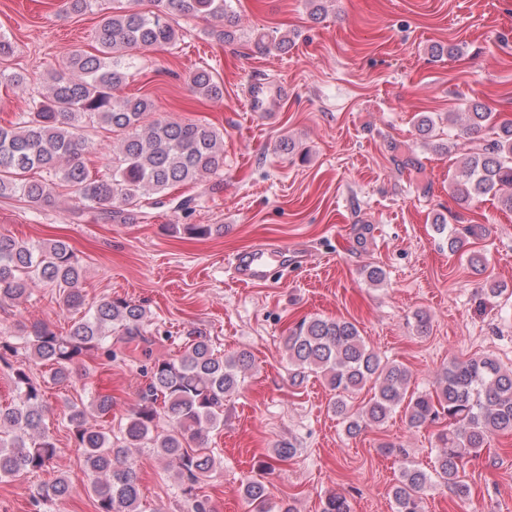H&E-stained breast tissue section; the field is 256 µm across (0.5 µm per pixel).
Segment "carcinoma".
I'll return each instance as SVG.
<instances>
[{
  "label": "carcinoma",
  "mask_w": 512,
  "mask_h": 512,
  "mask_svg": "<svg viewBox=\"0 0 512 512\" xmlns=\"http://www.w3.org/2000/svg\"><path fill=\"white\" fill-rule=\"evenodd\" d=\"M119 0H67L68 10L80 14L97 6L100 21L94 52L74 49L50 76L45 94L32 102L18 122L0 125V196H19L38 204L51 199L55 188L73 189L78 205L74 219L83 220V206H102L104 218L128 224L145 209L162 203L177 185L197 183L216 174L224 164V134L193 122L156 119L144 124L155 110L146 96L123 93L126 60L134 51L158 50L178 43L171 23L174 15H228L227 0H149L153 9L139 11L118 6ZM189 90L204 98L224 94L213 73L199 67L188 73ZM121 136L112 155V170L93 177L83 159L84 124ZM448 128L456 136L493 138L472 149L453 180L457 199L467 204L492 195L512 211V122L496 123V113L482 104L465 112L448 113ZM183 232L206 238L220 231L218 224H183ZM83 267L63 241L36 245L0 234V307L24 301L32 284L59 289L64 306H84ZM147 309L131 300L104 298L74 321L67 333L34 325L19 337L27 357L52 366L54 381L71 379L74 365L90 352H101L110 362L118 356L112 334L132 341L147 334ZM293 376L315 374L334 399L331 410L345 424L346 434L357 436L369 425H381L396 408L405 406L409 426L448 419L437 436L439 451L431 472L412 464L402 467L392 488L394 512H422L421 493L437 478L459 498L469 496L464 460L480 454L490 435L512 432V368L490 356L453 361L439 376L435 390L406 396L407 367L389 361L365 342L357 326L346 320L314 317L303 320L284 339ZM251 367L250 355L224 356L199 336L175 358L154 362L140 404L112 437L93 428L91 414L103 416L112 400L97 397L67 407L76 446L81 448L90 477L89 491L97 512H143L138 476L131 460L137 448H153L173 467L180 480L187 512H213L208 499L195 493L196 485L220 465L205 446L207 433L224 424V397L240 386ZM14 404L0 407V479L41 471L58 454L45 422L40 385L29 367L13 372ZM371 385L372 396L352 410L348 396ZM165 416L169 429L158 431ZM69 480L60 475L31 493L36 512L67 498ZM244 498L253 512H269L266 485L243 484ZM321 512H350L346 496L326 494Z\"/></svg>",
  "instance_id": "cac0c4a2"
}]
</instances>
